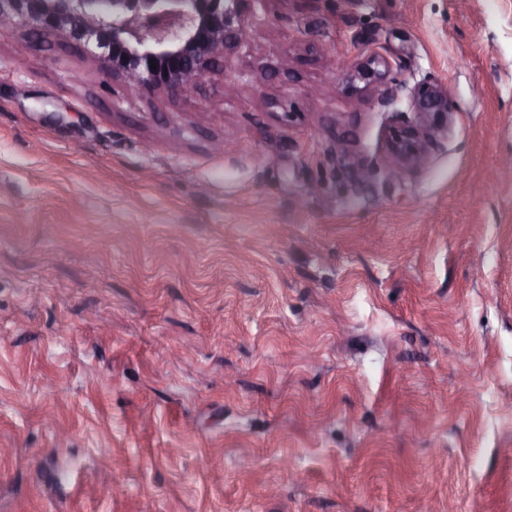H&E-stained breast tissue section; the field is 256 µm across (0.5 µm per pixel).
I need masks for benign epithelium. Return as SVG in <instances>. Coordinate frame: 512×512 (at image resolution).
I'll return each mask as SVG.
<instances>
[{
	"label": "benign epithelium",
	"instance_id": "obj_1",
	"mask_svg": "<svg viewBox=\"0 0 512 512\" xmlns=\"http://www.w3.org/2000/svg\"><path fill=\"white\" fill-rule=\"evenodd\" d=\"M265 0H0V30L18 24L37 35H57L82 48L105 78L121 77L145 93L185 95L224 62L229 44ZM156 68H150V64ZM386 60L374 54L361 69L374 83ZM419 123L391 135L394 179L400 162H420L428 130L450 112L445 87L418 84L410 91Z\"/></svg>",
	"mask_w": 512,
	"mask_h": 512
}]
</instances>
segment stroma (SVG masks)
<instances>
[{
  "instance_id": "stroma-1",
  "label": "stroma",
  "mask_w": 512,
  "mask_h": 512,
  "mask_svg": "<svg viewBox=\"0 0 512 512\" xmlns=\"http://www.w3.org/2000/svg\"><path fill=\"white\" fill-rule=\"evenodd\" d=\"M507 157L512 0H267L178 97L0 34V512H512ZM410 103L419 123L396 130L390 136L396 162L389 168V175L394 179L402 176L400 161L421 162L424 159L428 130L436 121L448 116L451 100L445 87L418 84L410 91Z\"/></svg>"
}]
</instances>
